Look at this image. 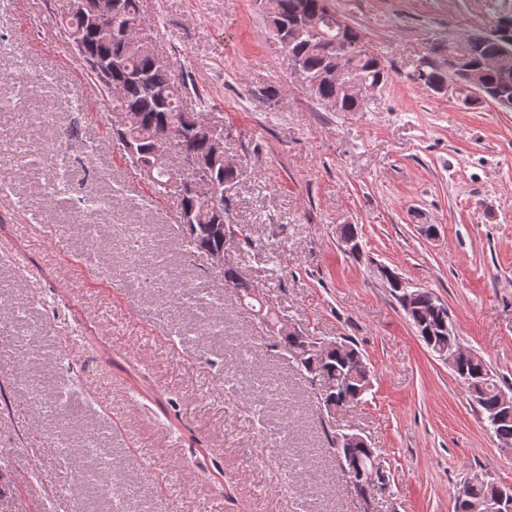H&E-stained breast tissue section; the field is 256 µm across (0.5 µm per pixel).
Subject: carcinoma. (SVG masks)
I'll use <instances>...</instances> for the list:
<instances>
[{
  "label": "carcinoma",
  "instance_id": "1",
  "mask_svg": "<svg viewBox=\"0 0 512 512\" xmlns=\"http://www.w3.org/2000/svg\"><path fill=\"white\" fill-rule=\"evenodd\" d=\"M111 14L99 19L69 14L66 32L71 42H80L78 56L93 81L105 93H112L116 107L122 112H134L137 119L128 126L112 129V138L121 146L130 164L147 178L159 193L176 188L180 197L178 224L182 228L179 247L186 252L219 249L224 246V233L243 235L237 225L224 224V207L227 197L224 187L236 178L235 170L224 167V160L211 165L215 180L214 196L200 198L188 193L186 183L191 175L183 163L187 155L200 159L210 158L207 142L196 134L197 124L204 120L197 112L185 108L187 86L176 79L171 64L155 54L142 41V32L149 27L141 7V0H109ZM276 11L268 15V22L275 41L283 49L288 62L298 64L309 91L333 112H357L362 105L347 102L340 97L336 84V53L331 49L335 36L329 26H310L307 21L330 6V0H275ZM508 20L502 37L493 40H464L448 42L438 39L425 57L431 65L424 75H416L417 64H412L410 78L438 92L449 81L468 82L467 75L477 77L485 89L512 103V66L488 68L485 62L492 58H512V5L495 10L493 20ZM353 67L370 84L381 86L388 80L387 70L378 59H370L359 52H352ZM173 129L168 145L175 148L176 158L155 151V138L159 131ZM162 296L179 295L186 287L172 271L160 274ZM388 288L398 297L409 293L414 308L406 315L418 335L431 350L451 349L457 353V375L467 385L471 396L480 408L481 419L500 441L501 446L512 449V412L500 411V387L484 360L468 352L458 339L448 316L447 308L437 303V297L422 288H411L407 283ZM224 287L238 295L246 306L256 308L260 300L254 282L243 278L236 268L224 269ZM279 344L297 367L306 374L317 372L335 382L336 402L347 408L365 400L370 389L363 380L371 375L358 347L346 340L324 343L321 358L307 354L305 341L299 335L279 338ZM346 469L358 474L366 471L371 457L367 449L346 451L340 447ZM498 482L464 480L457 490L456 512H466V505L494 498Z\"/></svg>",
  "mask_w": 512,
  "mask_h": 512
}]
</instances>
